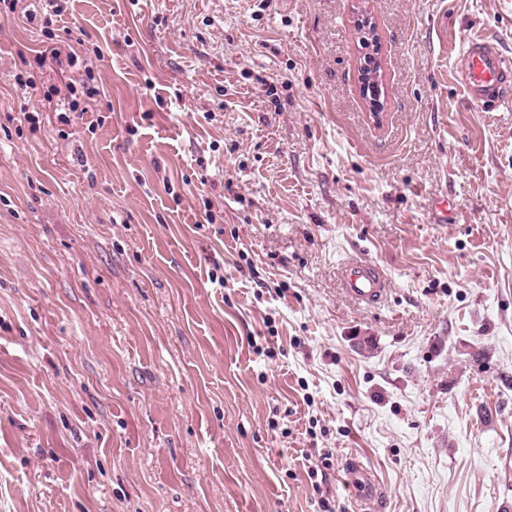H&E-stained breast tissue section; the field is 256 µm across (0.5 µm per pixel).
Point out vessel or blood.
<instances>
[{
	"label": "vessel or blood",
	"mask_w": 512,
	"mask_h": 512,
	"mask_svg": "<svg viewBox=\"0 0 512 512\" xmlns=\"http://www.w3.org/2000/svg\"><path fill=\"white\" fill-rule=\"evenodd\" d=\"M453 76L471 104L488 108L512 98V61L495 48L492 38L483 34L467 36L455 58ZM339 285L354 304L371 307L381 303L390 291V282L373 263L352 260L339 270ZM345 481L360 499H375L372 475L359 463L346 461Z\"/></svg>",
	"instance_id": "b4317fda"
}]
</instances>
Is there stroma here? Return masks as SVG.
<instances>
[{"instance_id": "35a3bbf8", "label": "stroma", "mask_w": 512, "mask_h": 512, "mask_svg": "<svg viewBox=\"0 0 512 512\" xmlns=\"http://www.w3.org/2000/svg\"><path fill=\"white\" fill-rule=\"evenodd\" d=\"M63 7L0 0V512H362L350 458L382 512H512V100L452 77L512 0ZM375 62H379V59L373 56L370 58L368 64L363 63L358 69V79L362 95L368 102L371 110L369 114L373 116L375 121L379 122L382 117L384 105L381 102L380 78H378V72L374 71V67L376 66ZM342 294L354 304L371 307L381 303L390 291V282L373 263L352 260L339 270ZM345 482L356 490L360 499L369 501L375 499V483L372 475L359 463L347 460L344 466Z\"/></svg>"}]
</instances>
